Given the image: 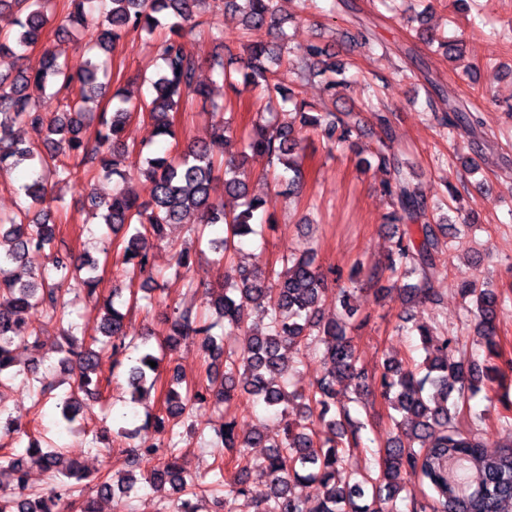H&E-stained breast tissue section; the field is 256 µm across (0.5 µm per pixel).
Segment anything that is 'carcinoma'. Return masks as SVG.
I'll use <instances>...</instances> for the list:
<instances>
[{"mask_svg": "<svg viewBox=\"0 0 512 512\" xmlns=\"http://www.w3.org/2000/svg\"><path fill=\"white\" fill-rule=\"evenodd\" d=\"M203 2L108 0L103 22L84 43L86 66L74 76L52 50L44 53L42 66L36 70L17 65L53 18L50 0H0V8L11 7L19 13L17 29L0 36V65L8 63V69H0V172L32 162L27 180L17 188L30 200L29 207L13 217L0 215V378L17 366L20 349L38 341L30 318L40 316L63 324L58 364L74 363L79 368L76 386L55 405L60 428L70 429L86 401L100 399V380L94 375L104 353L115 357V365H127L132 400L160 389L161 407L153 423L162 440L129 449L132 465L147 463L149 468L140 479L133 473L118 479L98 477L92 490L100 499H110L117 491L127 495L142 480L156 488L168 485L179 494L172 512H198L195 499L204 494L212 496L214 512H235L240 499L253 512H505L512 507V416H502L504 437L493 454L486 451L480 432L462 433L455 423L470 397L502 384L512 371V358H503L498 339V297L493 289L470 279L460 283L461 295L470 299V322L483 349V361L464 352L457 358L449 355L448 348L458 344L456 337L438 336L433 329L417 325L413 331L424 359L399 361L387 356L380 375L370 377L347 336L358 313L348 300L350 288L343 286L336 292L339 316L326 320L320 315L331 290L328 275L336 270L324 272L315 250L284 257L278 267L237 260L241 244L263 236L273 221L265 217L264 197L249 194L236 157L244 159L251 153L267 158L274 179L285 183L292 195L298 191L309 148L296 135L295 125L312 129L330 149L354 148V136L361 131L355 113L310 104L298 98L292 87L320 76L326 95L334 101L350 83L347 64L334 61L326 48L312 44L304 56L282 65L278 45L248 40L250 31L263 26L283 29L276 0H224V8L242 13L243 31L237 41L246 52L243 85L293 106V120L279 123L264 112H255L250 124L238 127L219 115L210 140L182 154L146 155L144 148L134 150L125 141L126 125L137 108L147 113L152 137L165 140L176 137L173 113L196 100L209 101V85L197 80L200 62L184 43L198 25L197 10ZM91 3L69 0L58 31L66 35L86 31ZM418 22L419 41L449 60L456 57L461 40L439 36L423 15ZM159 29L167 33L148 78L153 89L149 101L138 107L117 89L112 93V112L97 114L87 108L107 87L102 81L106 68L101 54L115 49L131 30L152 35ZM224 51L225 56L210 62L211 71L235 91L237 69L231 65L236 57L227 44ZM48 94L59 102L55 111L44 105ZM438 100L445 109L438 110ZM428 108L439 125L450 131L473 136L482 125L477 113L451 89L433 86ZM376 120L379 146L367 156L356 154V165L385 172L381 187L390 200L387 221L396 241L386 264L367 268L358 263L348 283L356 284L362 277L370 284L393 280L410 304L438 302L440 292L428 272L445 254L448 225L435 216L440 207L428 203L409 162L396 153L390 119L378 113ZM91 125L95 126L92 139L85 136ZM19 126L32 128L41 139L28 146L15 141ZM132 157L142 164L151 185L150 199L141 201L138 194L119 184L111 197L94 199L92 206L100 211L112 235L122 236L121 264L125 272L143 277L144 295L132 293L125 300L122 289L114 288L102 300L97 261L55 244L48 186L76 181L79 165L87 163L97 164L95 172L105 177L119 176L120 165ZM221 168L226 178L224 194L218 195L215 180ZM188 216L197 219L194 247L175 251L172 277L201 295L202 307L219 320L207 323L194 307H177L163 340L154 344L149 336L129 337L123 309L137 307L141 301L146 308L152 305L153 244L165 238L167 228ZM207 250L217 254L215 264L227 269L224 281L211 287L200 286L189 277L193 257ZM15 264L28 267L31 279L16 277ZM77 284L103 310V339L86 346L78 342L76 326L68 320L66 296ZM218 326L222 333H213ZM196 339L207 363L206 383L184 387L177 372L163 380V360ZM317 344L324 345L321 375L306 391H286L278 379L295 371L302 360L287 358L284 350L293 348L304 356ZM152 361L156 366H150ZM240 383L247 401L280 415L283 437L272 440L259 428L241 435L234 421H225L208 442L221 462L214 468L213 479L205 483L191 474L178 455L179 433L174 426L184 423L192 407L210 395L231 403ZM348 383L359 393L373 384L387 408L395 412L391 419L397 434L378 451L375 466L364 471L347 470V455L360 445L361 432L367 428L337 402L340 387ZM253 447L269 452L260 460L242 453ZM28 459L51 474L60 491L31 489L24 482ZM229 466L232 477L226 478L224 468ZM254 469L265 477L262 488L248 482ZM413 477L432 495L419 499L408 492ZM72 478L81 481L85 474L74 463L64 464L59 451L31 439L23 456L0 454V512H62V496L74 492V486L67 483ZM299 483L307 485L310 494H296Z\"/></svg>", "mask_w": 512, "mask_h": 512, "instance_id": "obj_1", "label": "carcinoma"}]
</instances>
